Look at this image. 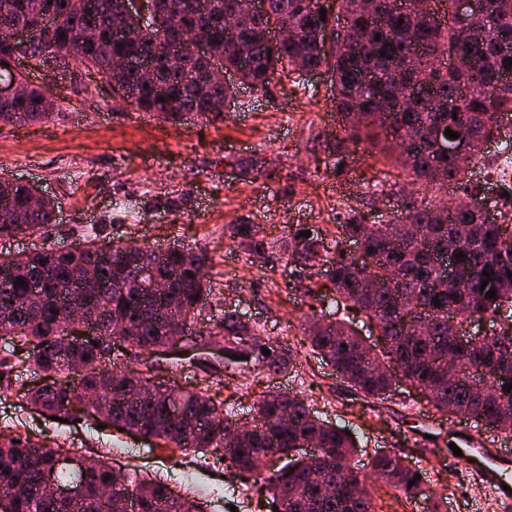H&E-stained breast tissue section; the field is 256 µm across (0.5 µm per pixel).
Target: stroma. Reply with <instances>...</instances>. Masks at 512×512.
<instances>
[{
    "instance_id": "35a3bbf8",
    "label": "stroma",
    "mask_w": 512,
    "mask_h": 512,
    "mask_svg": "<svg viewBox=\"0 0 512 512\" xmlns=\"http://www.w3.org/2000/svg\"><path fill=\"white\" fill-rule=\"evenodd\" d=\"M32 80L58 97V114L31 124L0 125V173L30 182L56 200L57 222L48 235L0 239V251L25 255L41 248L66 250L88 228L139 244L189 246L209 258L212 292L199 308L191 341L178 355L150 358L115 345L111 370L150 369L152 376L189 390H204L245 418L262 386L303 395L318 415L349 431L353 462L366 470L378 450L404 457L422 471L414 497L395 501L385 483L373 486L376 512H426L446 497L448 512H498L476 481L450 464L457 436L434 414L416 388L396 383L391 396L370 404L334 368L312 352L304 327L335 314L333 298L315 301L289 287L292 264L283 246L302 230H321L326 251L316 284L336 257V220L381 224L410 180L401 167L375 162L362 144L338 145L336 111L328 75H275L266 91L237 85L223 121L178 126L115 102L104 77L70 64L37 71ZM345 166H337V152ZM234 224L256 225L270 242L256 260L230 236ZM254 327L252 342L290 356L283 369L252 381L255 358L238 361L227 377L224 353L209 334L225 312ZM31 380L26 366L0 378V436L38 437L76 455H104L114 466L172 487L189 481L200 489L206 512H273L259 504L251 481L224 456L161 450L155 441L100 427L93 417L52 420L19 397Z\"/></svg>"
}]
</instances>
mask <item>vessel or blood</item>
<instances>
[{
	"label": "vessel or blood",
	"mask_w": 512,
	"mask_h": 512,
	"mask_svg": "<svg viewBox=\"0 0 512 512\" xmlns=\"http://www.w3.org/2000/svg\"><path fill=\"white\" fill-rule=\"evenodd\" d=\"M459 443L461 453L450 456V463L472 473L500 512H512V449L472 432L462 433Z\"/></svg>",
	"instance_id": "1"
}]
</instances>
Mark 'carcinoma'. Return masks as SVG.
Segmentation results:
<instances>
[{
  "label": "carcinoma",
  "mask_w": 512,
  "mask_h": 512,
  "mask_svg": "<svg viewBox=\"0 0 512 512\" xmlns=\"http://www.w3.org/2000/svg\"><path fill=\"white\" fill-rule=\"evenodd\" d=\"M66 6H61V3ZM182 29H202L208 53L186 51L182 66L171 70L164 55L162 35L170 27L161 15L153 28L129 41L112 40L113 28L124 21V0H0V75L14 51L10 29H35L48 13L62 22L63 32L92 28L98 41L85 46L73 38L57 41L58 67L75 60L88 69L129 89V106L174 124L206 118L224 119V104L234 87L209 79L213 60L227 69H240V83L264 91L278 67L323 70L330 76L332 101L340 117L342 142L368 141L386 159H394L411 174V182L432 191L450 184L464 186L470 169L485 159L484 143L499 130L500 120L512 113V8L489 0L488 11L476 20L454 13V0H437L434 20H422L426 0H269L263 14L246 13L245 0H177ZM326 10L321 19L320 9ZM238 19L235 33L226 31L224 18ZM281 25L295 35L253 51L256 37ZM344 29L346 39L336 40ZM381 38H376V35ZM132 56L144 68L112 71L115 58ZM248 66L241 69V58ZM379 75L367 85L359 76ZM27 84L25 98L0 105V124L38 122L50 117L41 108V88L29 82V72L16 70ZM450 129L465 140L461 158L444 157L435 148L432 133ZM501 186L486 182L469 192L463 209H452L442 199L424 202L403 195L390 223L367 226L355 219L337 225L336 244L362 240L371 266L359 265L337 250L328 281L337 301L366 314L380 330L384 343L363 344L359 333L341 320H328L306 332L313 351L331 363L344 382L365 399L383 400L391 383L376 365L397 360L406 382L425 394L431 406L450 421L465 423L478 415L486 429L512 432V215L494 211L488 219L487 192ZM56 223L55 201L37 194L36 186L0 175V237L50 231ZM294 237L288 254L294 272L302 275L316 265L325 249L320 230ZM231 236L247 242L252 255L263 257L269 242L250 224H237ZM78 251L43 248L23 257L0 253V335L13 342V351L26 352L33 372L43 384L24 394L32 405L54 415H68L82 404L89 389L107 406L108 422L116 428L136 427L148 439L167 448L206 453L227 449L226 458L241 474L252 475L260 457L286 461L254 480L255 494L272 499L277 512H376L373 495L354 493L347 471L353 468V444L346 431L315 415L305 399L290 392L265 391L254 405L251 427L236 432L238 418L202 391L183 392L173 385L161 389L149 371L129 370L117 379L99 368L110 347L102 338L116 339L140 352L162 355L178 324V339L186 340L195 311L210 289L201 274L208 258L192 248L166 249L160 245L106 242L90 232ZM462 257H456V254ZM471 287L462 291L445 282V267ZM150 267L168 282L164 292L138 280L137 272ZM101 271L97 288L82 287L88 268ZM491 273L486 277L483 272ZM22 280L25 285L16 284ZM485 290H480L483 281ZM44 284V302L33 311L27 305L29 286ZM496 291L495 297L486 291ZM438 297L440 304L433 302ZM414 303L427 310L415 328L400 329L394 316ZM93 307L94 337L71 340L65 305ZM478 315L506 325L494 337L464 349L454 340L462 321ZM253 328L237 316H224V342L232 355L244 352L243 337ZM83 363L80 386L67 381L69 359ZM466 372L483 366L498 375L488 391H473L448 379L447 364ZM314 443L320 449L310 458L300 448ZM61 450L28 438L0 441V482L15 489L12 512H120L125 497L135 499L138 512H204V503L191 500L161 480L117 477L112 464L98 456L78 474L55 469ZM378 479L410 496L419 488V471L403 459L392 460L378 451L371 459ZM56 472L63 484L80 480L85 492L77 503L45 496L40 481ZM415 484H409V481ZM112 486V500L99 495Z\"/></svg>",
  "instance_id": "carcinoma-1"
}]
</instances>
